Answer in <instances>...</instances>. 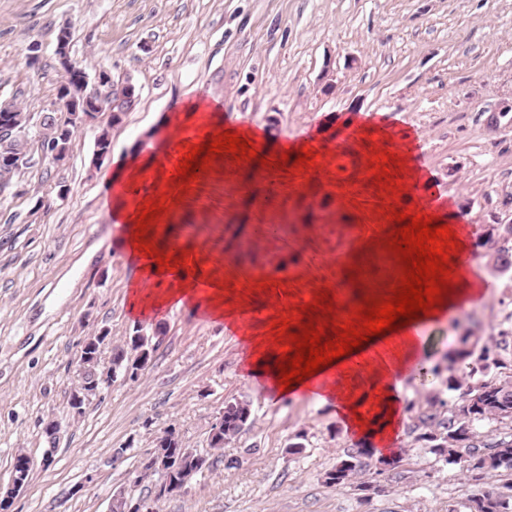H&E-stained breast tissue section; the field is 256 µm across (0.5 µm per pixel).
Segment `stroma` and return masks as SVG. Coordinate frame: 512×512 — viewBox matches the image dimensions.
Listing matches in <instances>:
<instances>
[{
  "label": "stroma",
  "instance_id": "obj_1",
  "mask_svg": "<svg viewBox=\"0 0 512 512\" xmlns=\"http://www.w3.org/2000/svg\"><path fill=\"white\" fill-rule=\"evenodd\" d=\"M65 22L75 27L72 56L132 77L139 100L120 122L104 114L79 127L64 164L43 159L0 189V484L18 453L32 461L11 512H107L135 465L113 461L114 449L145 453L169 426L205 447L234 400L250 401L253 428L162 512H470V499L512 482L510 471L476 477L439 461L405 432L394 469L326 485L324 472L360 449L330 406L269 399L245 379L237 338L199 312H130L134 273L101 202L116 166L90 165L101 131L113 157H146L164 117L200 100L288 141L320 120L367 112L421 134L440 193L483 234L512 220V119L488 121L512 90V0H0V102L19 99L34 114L50 106ZM401 183L397 168L332 153L304 166L220 152L203 176L165 178L142 205L242 272L228 294L268 335L311 325L335 342L343 325L360 326L359 311L399 291L393 220L416 208ZM336 223L366 226L372 250L337 265ZM478 257L491 288L460 316L427 324L424 359L437 372L405 381L406 403L451 399L462 330L492 341L512 327V273L496 271L486 251ZM345 278L347 300H333ZM104 327L116 340L138 327L157 333L156 352L138 380L112 382L76 419L68 400L80 343Z\"/></svg>",
  "mask_w": 512,
  "mask_h": 512
}]
</instances>
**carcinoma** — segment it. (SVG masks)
<instances>
[{"label": "carcinoma", "mask_w": 512, "mask_h": 512, "mask_svg": "<svg viewBox=\"0 0 512 512\" xmlns=\"http://www.w3.org/2000/svg\"><path fill=\"white\" fill-rule=\"evenodd\" d=\"M477 246L489 251L498 271H512V239H503L501 230H488ZM454 362L461 364V374L448 375L447 389L459 392L458 401L449 404L437 396L432 397L431 402L444 407L445 411L419 414L411 428L414 440L424 443L429 453L438 459L447 464H459L471 473L512 471V459L505 462L498 453L500 448H512V331L483 344L472 333H465L460 337ZM497 369L503 371V375L489 378V373ZM234 404L240 413V422L226 423L222 437L210 436L207 447L194 449L209 468L223 456L225 444L254 426L250 403L236 400ZM370 471L371 463L359 460L346 471L341 485H350ZM178 476L179 471L174 468L165 473H147L141 458L128 472L130 485L137 487L145 483L151 495L157 493L162 482Z\"/></svg>", "instance_id": "carcinoma-1"}]
</instances>
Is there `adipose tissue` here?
<instances>
[{
  "label": "adipose tissue",
  "mask_w": 512,
  "mask_h": 512,
  "mask_svg": "<svg viewBox=\"0 0 512 512\" xmlns=\"http://www.w3.org/2000/svg\"><path fill=\"white\" fill-rule=\"evenodd\" d=\"M156 156L132 157L122 162L104 186V199L109 216L120 225L122 233L116 241L127 261L139 277L160 282L153 294H142L139 288L129 292V309L146 316L158 309L205 308L212 321L223 323L225 330L236 331L242 309L225 297L229 282L224 267L210 263L208 257L197 256L192 241L180 240L168 224H147L138 230L142 210L130 204L126 190L136 180L151 171ZM424 220L447 225L459 260L452 277L442 289L439 302L417 316L399 317L398 327L373 336L353 349V356L373 353L371 368L360 372L345 366L343 358L320 367L302 380L284 383L282 370L289 361L282 342L268 339L257 329H250L239 338L248 379L264 380L277 398L308 397L321 404L332 405L346 433L378 447L390 446L400 435L403 419L407 416L400 375L406 363L419 356V337L413 336L414 326L442 319L447 313H459L484 295L482 275L471 276L463 268L464 260L473 258L475 239L459 224L457 211L436 207L422 212Z\"/></svg>",
  "instance_id": "adipose-tissue-1"
}]
</instances>
